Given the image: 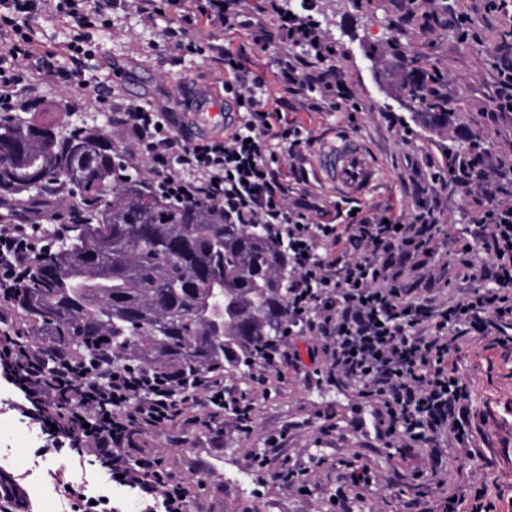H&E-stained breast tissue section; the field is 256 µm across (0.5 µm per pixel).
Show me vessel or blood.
I'll list each match as a JSON object with an SVG mask.
<instances>
[{"instance_id": "b4317fda", "label": "vessel or blood", "mask_w": 512, "mask_h": 512, "mask_svg": "<svg viewBox=\"0 0 512 512\" xmlns=\"http://www.w3.org/2000/svg\"><path fill=\"white\" fill-rule=\"evenodd\" d=\"M192 122L195 129L215 132L223 129L224 115L211 105L209 99L203 98L192 115ZM318 162L330 183L356 199L363 197L380 176L365 148L351 138L331 151L320 152Z\"/></svg>"}]
</instances>
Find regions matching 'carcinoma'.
Wrapping results in <instances>:
<instances>
[{
	"mask_svg": "<svg viewBox=\"0 0 512 512\" xmlns=\"http://www.w3.org/2000/svg\"><path fill=\"white\" fill-rule=\"evenodd\" d=\"M395 51L426 123L448 127V101L427 94L418 59ZM124 161L97 125L0 114V200L34 204L60 185L83 212L6 303L61 354L187 379L249 373L288 319V246L207 204L164 199Z\"/></svg>",
	"mask_w": 512,
	"mask_h": 512,
	"instance_id": "carcinoma-1",
	"label": "carcinoma"
}]
</instances>
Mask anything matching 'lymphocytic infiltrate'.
I'll return each instance as SVG.
<instances>
[{"instance_id": "f902f5d3", "label": "lymphocytic infiltrate", "mask_w": 512, "mask_h": 512, "mask_svg": "<svg viewBox=\"0 0 512 512\" xmlns=\"http://www.w3.org/2000/svg\"><path fill=\"white\" fill-rule=\"evenodd\" d=\"M173 2L190 5L210 27L245 32L260 48L278 43L279 73L302 109L359 111L336 67V48L311 15L290 13L283 0L254 8L248 0ZM126 7L150 25L159 14L156 0H0V112L40 108L41 98L22 96L20 84L70 77L86 101L111 104V88L82 74L94 55L92 33L111 28L113 11ZM45 15L69 28L70 68L36 55L34 24ZM270 20L275 30H268ZM220 60L224 92L235 101L223 136L179 138L168 113L125 102L118 110L131 159L150 161L149 184L168 199L211 205L223 211L225 223L258 224L287 243L289 333L265 351L255 391L265 393L271 378L287 369L325 377L375 403L382 437L428 450L432 470H439L440 448L469 444L472 392L455 371L464 336L474 330L489 346L512 345V203L504 200L512 192V164L483 165L489 184L479 220L454 241L464 257L461 276L472 286L462 298H439L432 290L438 197H418L409 221L388 209L323 223L325 207L293 191L307 181L304 163L314 137L269 107L264 78L242 55L224 49ZM287 157L294 161L288 171ZM48 247L39 222L0 224V299ZM479 254L487 261L478 266L472 258ZM308 336L320 337V346H302ZM0 377L18 391L15 410L35 408L38 420L76 442L82 458L139 489L143 512H154L159 499L165 512H185V489L169 482L161 460L137 458L135 427L171 424L202 402L218 416L242 404L213 375L187 382L178 374L116 365L102 376L96 365L47 357L36 337L18 330L0 334ZM337 468L338 512H352L353 494L371 482L372 471L357 458Z\"/></svg>"}]
</instances>
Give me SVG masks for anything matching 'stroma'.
I'll return each instance as SVG.
<instances>
[{
	"mask_svg": "<svg viewBox=\"0 0 512 512\" xmlns=\"http://www.w3.org/2000/svg\"><path fill=\"white\" fill-rule=\"evenodd\" d=\"M488 0H286L289 10L310 11L336 49V64L362 104L360 112H307L276 76L277 43L260 49L250 36L222 31L194 19L188 28L195 39L241 51L249 68L267 82L269 102L296 120L316 138L318 149L340 145L344 137L363 143L381 169L377 186L360 201L366 209L393 207L411 217L417 183L427 180L424 161L436 172L447 169L443 145L462 144L468 130H481L486 154L512 159V112H494L499 72L512 62V37L504 38L506 16L492 11ZM155 26L144 25L133 10L117 11L112 29L94 33L95 56L86 77L117 87L126 101L168 109L179 137H186L192 96L206 95L223 103L224 68L217 53L201 57L181 54L159 34L169 21L179 20L181 7L158 0ZM433 8L429 31H421V15ZM415 56L442 79V96L457 121L445 130L429 127L420 117L423 104L407 97L402 87L401 55ZM38 93L47 121L66 125L98 122L115 145L123 140L102 108L83 104L67 82L42 84ZM444 213L440 222L449 235L474 224L478 214L476 186L437 185ZM458 372L472 390L475 455L443 458L449 471L463 469L466 499L482 495L491 512H512V349H485L481 336L468 340ZM14 387L0 381V448L13 456L8 476L24 489L13 512H46L34 491L41 475L22 476L19 463L41 456L58 464H73L77 451L51 431L21 417L10 407ZM253 430L242 434L232 415L212 416L199 405L192 420L147 427L135 440L142 456L161 458L172 482L186 488L190 512H336V460L359 455L373 478L361 489L356 512H408L420 501L438 508L442 495L431 475L424 450L390 454L384 446L375 404L328 381L289 376L274 382L267 396L256 399ZM331 433H321L323 424ZM223 436H215L216 428ZM288 436L277 472L253 467L251 456L266 448L280 431ZM309 467L311 489L302 491L291 480L292 464Z\"/></svg>",
	"mask_w": 512,
	"mask_h": 512,
	"instance_id": "obj_1",
	"label": "stroma"
}]
</instances>
